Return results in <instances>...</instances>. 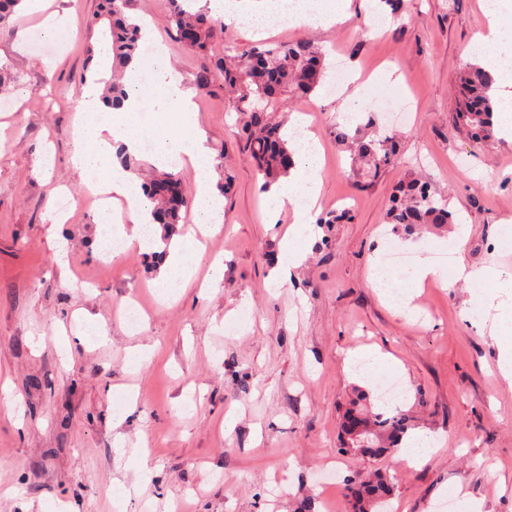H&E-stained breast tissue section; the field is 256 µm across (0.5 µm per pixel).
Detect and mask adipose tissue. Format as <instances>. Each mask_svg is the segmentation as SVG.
<instances>
[{
	"instance_id": "adipose-tissue-1",
	"label": "adipose tissue",
	"mask_w": 512,
	"mask_h": 512,
	"mask_svg": "<svg viewBox=\"0 0 512 512\" xmlns=\"http://www.w3.org/2000/svg\"><path fill=\"white\" fill-rule=\"evenodd\" d=\"M349 0H298L292 24L298 28H329L342 21ZM198 6L207 8L211 15L232 22L244 32L263 36L268 32L264 18L271 12L273 0H261L259 6L246 5L244 0H197ZM512 7V0H493L486 14L489 28L474 39L480 64L493 71L498 86L507 88L496 116L498 130L504 137L512 138V22L504 13ZM103 88L91 85L83 96V116L79 127V146L72 162L81 173H89L100 167H108L107 177L95 183L101 194L124 198L129 205L128 218H121L103 207L102 223L108 224L110 237L120 239L124 250L140 251L157 249L159 235L144 237L142 230L152 222V205L141 193L138 179L112 161L116 145H123L130 153L147 154L151 163L161 169L171 165L191 164L196 171L193 214L195 223L209 229H219L224 222V209L214 189V173L210 149L204 135L198 130L191 96L182 84L180 75L172 67L164 46H156L146 64H134L129 70V97L122 108L113 109L104 104ZM151 111L156 121V133L150 151H143L144 132L138 122L139 115ZM317 142L305 144L299 152V162L288 178L271 187L266 197L273 205L270 217H277L283 210H293L296 225L291 238L284 241V254L280 266L274 270V283L286 281L291 268L303 260L293 240L310 231L320 197V167L316 162ZM193 258L189 241L175 238L169 244L168 253L160 278L171 283L169 291L160 293L161 302L176 301L193 276ZM457 276L465 282L489 284L486 294L487 308L495 307L498 298L492 284L500 273L491 268L458 267ZM494 330L503 344L499 367L505 377L512 378V312L496 309Z\"/></svg>"
}]
</instances>
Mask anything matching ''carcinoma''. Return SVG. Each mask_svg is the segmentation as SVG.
<instances>
[{"instance_id":"1","label":"carcinoma","mask_w":512,"mask_h":512,"mask_svg":"<svg viewBox=\"0 0 512 512\" xmlns=\"http://www.w3.org/2000/svg\"><path fill=\"white\" fill-rule=\"evenodd\" d=\"M23 0H0V27L9 25ZM168 28L175 41L190 49L201 61L196 85L201 89L218 82L224 93L232 97L233 109L241 127L242 149L260 177V190L265 191L288 176L295 167L294 151L283 134V122L275 119L281 111L282 96L289 91L308 97L322 85L325 73L324 52L309 38L286 42L275 49H262L257 44L233 43L224 46V56H213L214 42L225 34L224 23L204 8L195 10L190 0H166ZM129 0H102L100 9L87 19L93 31L105 29L112 45V64L107 77L96 79L103 85L106 104L117 109L128 96L126 73L135 61L143 60L140 50L142 25L127 15ZM496 83L494 75L481 66L465 63L459 69L456 84L458 102L455 122L469 129L472 140L488 143L495 138L496 100L491 95ZM366 124L354 128L336 126V141L351 152L352 167L368 177L396 158L398 134L390 131L373 136ZM146 198L153 204V221L170 228L183 222L182 213L193 197L173 172L153 170L142 182ZM352 220L347 209L327 211L319 216V224H346ZM386 223L408 234L419 225L444 228L456 223L448 199L436 195L428 183L418 179L395 187L386 212ZM366 397L356 393L351 407L342 419L357 410L365 416L364 432L354 437L341 423L343 445L362 448V456L393 453L413 427L410 416L403 413L375 412L365 403ZM396 490L395 481L387 474L367 472L347 484L356 512H373L387 508Z\"/></svg>"}]
</instances>
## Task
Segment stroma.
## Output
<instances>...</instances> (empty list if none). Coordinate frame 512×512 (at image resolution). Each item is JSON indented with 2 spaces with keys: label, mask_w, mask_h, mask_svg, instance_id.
<instances>
[{
  "label": "stroma",
  "mask_w": 512,
  "mask_h": 512,
  "mask_svg": "<svg viewBox=\"0 0 512 512\" xmlns=\"http://www.w3.org/2000/svg\"><path fill=\"white\" fill-rule=\"evenodd\" d=\"M483 2L405 0L401 19L366 30L389 9L351 0L343 23L312 31L327 76L391 72L367 108L377 130H397L399 158L357 186L333 134L352 82L284 97L282 119L302 113L314 126L322 209L347 207L353 219L315 225L298 242L302 263L277 286L292 210L270 219L236 114L221 86L196 88L200 62L170 34L164 0H131L130 14L153 26L193 91L215 179L234 180L223 224L202 239L196 285L170 304L153 293L160 265L148 253L104 262L106 230L72 163L92 81L86 48L105 43L86 28L98 0H54L69 22L47 52L36 47L43 13L22 9L0 29V64L13 77L0 103V512H352L345 483L370 470L395 477L397 512H442L443 501L465 497L480 512H512V380L478 316L479 288L455 277L459 264L512 273V139L478 146L454 122L457 73L488 29ZM390 96L404 120L385 107ZM414 175L447 195L457 225L409 236L386 224L393 186ZM63 196L70 206L56 224L48 204ZM391 241L417 256L456 250L447 287L417 289L412 319L368 281ZM213 257L223 279L200 290ZM130 301L143 315L136 327L124 314ZM97 326L105 337L94 341ZM145 346L153 358L131 367L130 352ZM360 346L397 361L390 374L406 387L398 412L443 437L422 465L341 452L340 421L359 385L344 359ZM229 413L237 425L228 435ZM119 438L139 447L137 458L119 456Z\"/></svg>",
  "instance_id": "1"
}]
</instances>
